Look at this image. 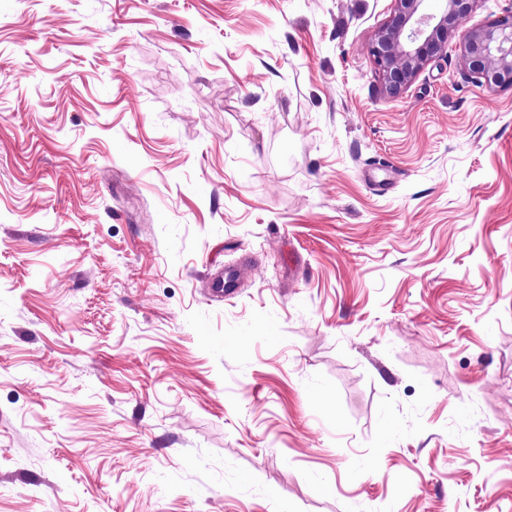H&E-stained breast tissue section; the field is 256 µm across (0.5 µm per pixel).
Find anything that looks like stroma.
<instances>
[{
  "label": "stroma",
  "mask_w": 512,
  "mask_h": 512,
  "mask_svg": "<svg viewBox=\"0 0 512 512\" xmlns=\"http://www.w3.org/2000/svg\"><path fill=\"white\" fill-rule=\"evenodd\" d=\"M393 7L0 0V512H512V88ZM389 21L368 43L384 91L400 96L429 62L446 55L458 37L469 76L489 87H512V14L487 26L461 30L478 0H445L441 13L427 0H395Z\"/></svg>",
  "instance_id": "35a3bbf8"
}]
</instances>
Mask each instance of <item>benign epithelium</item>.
Here are the masks:
<instances>
[{"instance_id": "7a95c632", "label": "benign epithelium", "mask_w": 512, "mask_h": 512, "mask_svg": "<svg viewBox=\"0 0 512 512\" xmlns=\"http://www.w3.org/2000/svg\"><path fill=\"white\" fill-rule=\"evenodd\" d=\"M427 0H395L389 21L368 43L384 91L400 96L429 62L459 38L469 76L489 87H512V15L480 28L462 29L478 0H446L440 13Z\"/></svg>"}]
</instances>
